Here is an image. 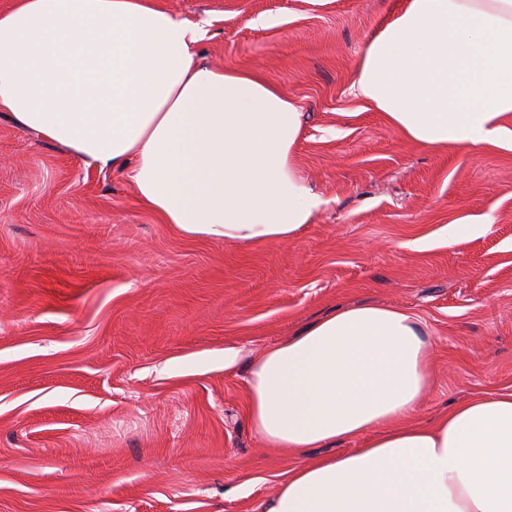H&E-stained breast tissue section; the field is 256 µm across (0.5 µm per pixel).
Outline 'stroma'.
I'll return each instance as SVG.
<instances>
[{"label":"stroma","mask_w":512,"mask_h":512,"mask_svg":"<svg viewBox=\"0 0 512 512\" xmlns=\"http://www.w3.org/2000/svg\"><path fill=\"white\" fill-rule=\"evenodd\" d=\"M155 2L203 26L205 63L297 101L322 205L286 244L187 237L0 112V512H261L288 471L363 442L270 448L248 423L251 362L343 304L422 323L411 424L512 393V144L420 147L350 93L404 0ZM452 222L478 229L450 242Z\"/></svg>","instance_id":"obj_1"}]
</instances>
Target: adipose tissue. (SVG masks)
I'll return each instance as SVG.
<instances>
[{
	"mask_svg": "<svg viewBox=\"0 0 512 512\" xmlns=\"http://www.w3.org/2000/svg\"><path fill=\"white\" fill-rule=\"evenodd\" d=\"M204 37L150 0H16L0 12V110L127 177L183 235L288 242L320 206L297 163L305 115L266 76L201 63ZM351 90L422 147L511 142L512 0H406ZM429 364L419 319L374 303L257 357L248 420L270 447L366 437L290 471L266 512H512V393L404 425Z\"/></svg>",
	"mask_w": 512,
	"mask_h": 512,
	"instance_id": "1",
	"label": "adipose tissue"
}]
</instances>
